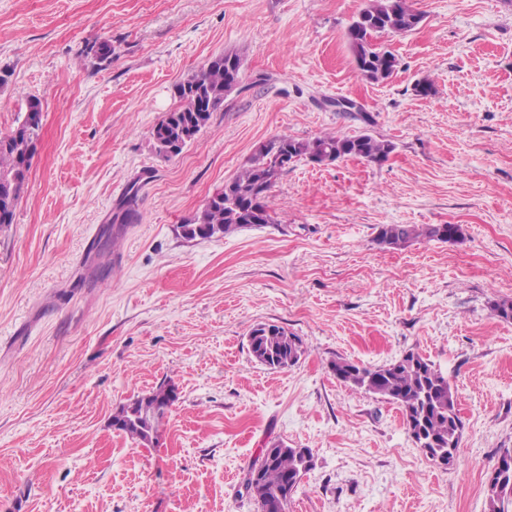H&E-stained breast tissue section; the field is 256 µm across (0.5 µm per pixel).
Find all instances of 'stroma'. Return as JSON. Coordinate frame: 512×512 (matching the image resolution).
<instances>
[{
    "mask_svg": "<svg viewBox=\"0 0 512 512\" xmlns=\"http://www.w3.org/2000/svg\"><path fill=\"white\" fill-rule=\"evenodd\" d=\"M413 3L423 23L382 36L399 65L372 84L346 40L364 0H0V136L28 97L43 107L0 226V512H259L243 480L273 440L314 454L285 512H487L512 448V321L492 310L512 299V0ZM101 42L111 57L85 58ZM227 52L243 57L237 88L160 155L176 85ZM365 130L394 144L384 163L297 162L270 192L273 223L179 236L261 143ZM381 224L464 237L384 249ZM265 323L302 339L297 364L253 359ZM409 352L458 392L454 465L332 368ZM167 382L178 400L153 445L112 428Z\"/></svg>",
    "mask_w": 512,
    "mask_h": 512,
    "instance_id": "35a3bbf8",
    "label": "stroma"
}]
</instances>
